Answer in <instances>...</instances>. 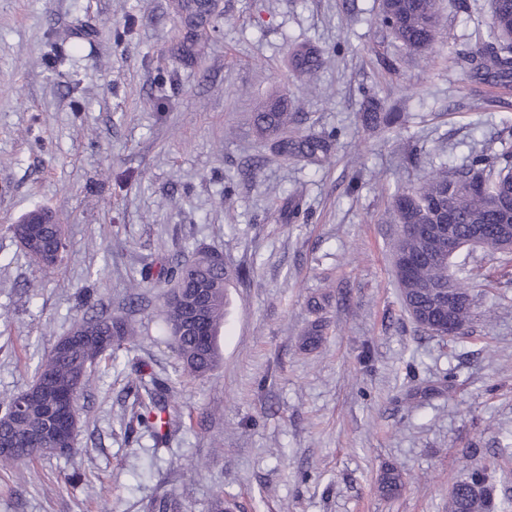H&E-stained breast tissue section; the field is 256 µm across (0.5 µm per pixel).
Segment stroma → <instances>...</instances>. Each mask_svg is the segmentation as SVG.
Listing matches in <instances>:
<instances>
[{
    "label": "stroma",
    "mask_w": 512,
    "mask_h": 512,
    "mask_svg": "<svg viewBox=\"0 0 512 512\" xmlns=\"http://www.w3.org/2000/svg\"><path fill=\"white\" fill-rule=\"evenodd\" d=\"M170 4L0 0V401L32 383L83 294L135 329L124 363L90 369L76 453L0 468V512H148L166 494L182 512H212L220 494L234 512H448L477 463L512 499V253L476 254L467 332L431 336L403 310L388 213L394 192L512 125V90L464 59L490 0H439L420 58L382 30L380 0H218L190 66L170 55L183 34ZM61 36L80 49L57 67ZM302 40L326 59L308 94L287 66ZM287 90L303 126L336 133L321 170L252 130L259 102ZM370 95L406 127L363 125ZM290 197L300 215L277 223ZM37 207L65 228L52 269L8 230ZM204 249L246 275L227 290L217 368L182 382L163 291L132 282ZM315 297L327 329L306 349ZM140 364L174 381L181 425L160 448L127 426ZM389 468L403 482L392 497Z\"/></svg>",
    "instance_id": "35a3bbf8"
}]
</instances>
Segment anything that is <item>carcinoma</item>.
Listing matches in <instances>:
<instances>
[{
    "mask_svg": "<svg viewBox=\"0 0 512 512\" xmlns=\"http://www.w3.org/2000/svg\"><path fill=\"white\" fill-rule=\"evenodd\" d=\"M171 7L185 29L183 40L172 49L174 58L184 64L197 59L198 47L207 35L214 16L212 0H172ZM438 0H381L380 23L389 31L399 46L413 55H422L433 48L437 37ZM290 71L305 85H310L322 68V51L306 42L295 43L288 55ZM471 73L504 90L512 88V0H491V18L487 38L480 40L467 58ZM363 123L372 128L393 129L406 124L403 112H386L376 99L367 101L362 113ZM296 113L289 111L288 96L271 95L252 114L256 135L270 144L272 154L282 160H293L303 166L319 170L330 163L335 155L336 134L323 130L295 129ZM499 199L512 203V156L496 153L485 147L473 152L469 163L462 169L450 171L440 167L428 173L415 185L396 192L390 202L396 223L400 224L393 257V272L400 288L404 305L416 324L427 334L439 336L452 323L458 334L465 333L472 317V296L469 283V258L455 259L451 264L432 259L438 243L431 237H419L404 231L409 224L439 223V208L449 203L455 213L456 230L467 238L478 233L476 249L486 255L512 250V238L500 233L497 225L504 223L491 201ZM49 210L30 211L20 221L9 225L13 236L26 252L40 262L47 243L39 235L38 219ZM411 253L423 257L414 272L405 276L398 265L399 257ZM235 270L229 268L223 255L217 251L202 253L191 262L177 261L154 272H141L134 287H157L161 284L173 288H194L201 284L208 289L206 309L207 326L211 330L209 342L201 344L195 336L173 339L174 349L182 363L184 377L203 376L212 372L219 363L218 337L224 323L227 302L226 288ZM437 288H455L466 298L446 313L443 302L435 294ZM183 315L182 306L168 301L163 303L165 332ZM78 335L75 343L65 349L53 347L38 362L33 383L24 391L28 398L29 413L24 418L13 414L15 399L0 408V434L17 440L14 454L1 455L0 466H9L42 454H55L53 445L32 447L28 440L38 428L42 406L41 387L51 386L74 396L73 413L81 422L83 406L80 401L87 386V373L91 365L108 354L112 365H117L120 352L128 350L134 329L125 320L103 313L83 314L73 325ZM135 389H144L147 399L141 402L136 422L147 428L154 445L163 443L164 427L178 424L179 417L170 413L166 400L169 382L142 368L135 369L131 380ZM402 487L401 475L387 469L380 481L385 495H394ZM488 474L484 467L475 466L470 476L454 485L448 501V512H489ZM150 512H180L181 504L173 496L153 501Z\"/></svg>",
    "mask_w": 512,
    "mask_h": 512,
    "instance_id": "carcinoma-1",
    "label": "carcinoma"
}]
</instances>
